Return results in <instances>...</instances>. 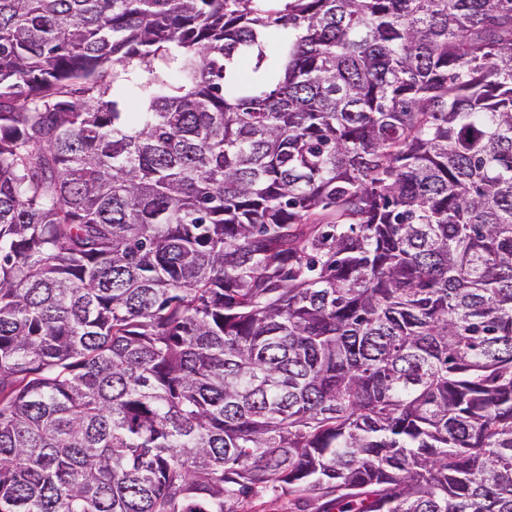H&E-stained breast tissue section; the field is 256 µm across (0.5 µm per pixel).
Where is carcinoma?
Listing matches in <instances>:
<instances>
[{"mask_svg":"<svg viewBox=\"0 0 512 512\" xmlns=\"http://www.w3.org/2000/svg\"><path fill=\"white\" fill-rule=\"evenodd\" d=\"M512 512V0H0V512Z\"/></svg>","mask_w":512,"mask_h":512,"instance_id":"carcinoma-1","label":"carcinoma"}]
</instances>
